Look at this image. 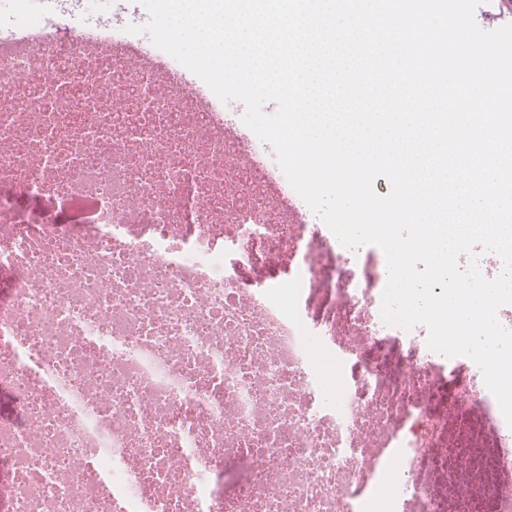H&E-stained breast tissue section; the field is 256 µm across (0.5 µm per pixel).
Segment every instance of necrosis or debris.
Returning <instances> with one entry per match:
<instances>
[{"mask_svg": "<svg viewBox=\"0 0 512 512\" xmlns=\"http://www.w3.org/2000/svg\"><path fill=\"white\" fill-rule=\"evenodd\" d=\"M128 38L0 52V512H512L480 368L387 325L385 255L288 223L256 134Z\"/></svg>", "mask_w": 512, "mask_h": 512, "instance_id": "necrosis-or-debris-1", "label": "necrosis or debris"}]
</instances>
